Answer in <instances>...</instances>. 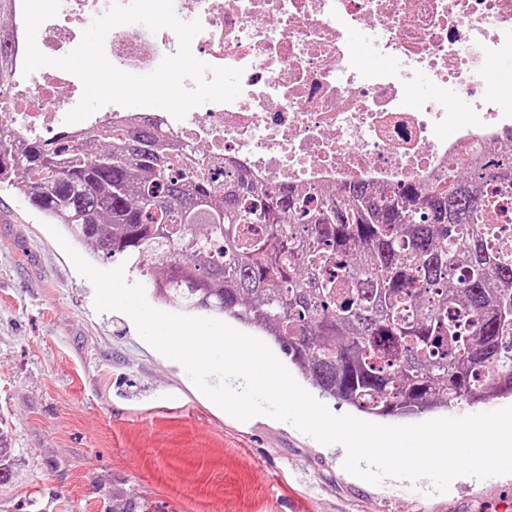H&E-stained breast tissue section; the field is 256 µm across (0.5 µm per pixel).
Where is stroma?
<instances>
[{
    "instance_id": "35a3bbf8",
    "label": "stroma",
    "mask_w": 512,
    "mask_h": 512,
    "mask_svg": "<svg viewBox=\"0 0 512 512\" xmlns=\"http://www.w3.org/2000/svg\"><path fill=\"white\" fill-rule=\"evenodd\" d=\"M27 201L0 190V430L20 467L0 512H498L512 474L373 485L259 415L240 424L117 311L94 307Z\"/></svg>"
}]
</instances>
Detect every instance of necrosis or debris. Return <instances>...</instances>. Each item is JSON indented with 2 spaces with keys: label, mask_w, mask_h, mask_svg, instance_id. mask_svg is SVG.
<instances>
[{
  "label": "necrosis or debris",
  "mask_w": 512,
  "mask_h": 512,
  "mask_svg": "<svg viewBox=\"0 0 512 512\" xmlns=\"http://www.w3.org/2000/svg\"><path fill=\"white\" fill-rule=\"evenodd\" d=\"M116 2L129 0H61L40 27L39 50L65 56ZM173 7L202 26L193 55L241 69L234 100L201 104L180 120L150 106L108 104L69 124L81 80L64 70L33 73L0 91V119L15 141L69 134L85 146L86 126L126 128L150 118L173 142L201 151L209 173L241 172L316 200L351 182L383 193L476 162L487 167L512 141V102L495 97L486 80L512 54V0H173ZM356 32L366 33V49L354 45ZM178 46L172 30L141 24L115 27L104 41L113 66L139 75ZM377 56L392 67L376 66ZM421 74L435 90L411 95ZM452 96L467 110L452 108Z\"/></svg>",
  "instance_id": "necrosis-or-debris-1"
}]
</instances>
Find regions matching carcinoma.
Returning a JSON list of instances; mask_svg holds the SVG:
<instances>
[{"instance_id": "1", "label": "carcinoma", "mask_w": 512, "mask_h": 512, "mask_svg": "<svg viewBox=\"0 0 512 512\" xmlns=\"http://www.w3.org/2000/svg\"><path fill=\"white\" fill-rule=\"evenodd\" d=\"M0 26V89L13 81ZM144 123L13 150L0 185L154 297L263 331L319 395L379 418L512 398V254L495 250L484 168L381 195L354 184L310 208L290 189L218 180ZM10 448L0 432V484Z\"/></svg>"}]
</instances>
